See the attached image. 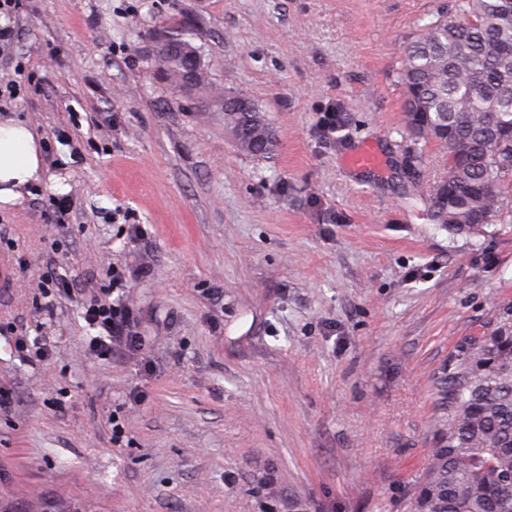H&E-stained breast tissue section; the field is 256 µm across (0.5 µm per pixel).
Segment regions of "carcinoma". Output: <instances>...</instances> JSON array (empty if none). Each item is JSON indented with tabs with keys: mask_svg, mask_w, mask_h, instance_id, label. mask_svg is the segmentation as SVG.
I'll return each mask as SVG.
<instances>
[{
	"mask_svg": "<svg viewBox=\"0 0 512 512\" xmlns=\"http://www.w3.org/2000/svg\"><path fill=\"white\" fill-rule=\"evenodd\" d=\"M177 90L182 61L160 64ZM403 128L448 168L425 198L430 220L479 232L512 207V0H457L455 14L417 28L403 52ZM224 128L265 157L270 124L254 103L224 96ZM432 462L405 512H512V314L464 340L440 378Z\"/></svg>",
	"mask_w": 512,
	"mask_h": 512,
	"instance_id": "1",
	"label": "carcinoma"
}]
</instances>
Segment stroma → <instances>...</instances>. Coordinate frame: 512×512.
Wrapping results in <instances>:
<instances>
[{
  "label": "stroma",
  "mask_w": 512,
  "mask_h": 512,
  "mask_svg": "<svg viewBox=\"0 0 512 512\" xmlns=\"http://www.w3.org/2000/svg\"><path fill=\"white\" fill-rule=\"evenodd\" d=\"M454 10L22 0L0 74L31 81L0 118L34 129L68 189L0 210V512H404L431 459L435 377L512 307V213L452 234L405 195L445 167L403 131V51ZM185 16L210 82L272 124L268 157L160 76L153 36ZM366 145L380 170L347 164ZM51 266L70 296L47 293ZM121 268L146 343L100 359L84 307Z\"/></svg>",
  "instance_id": "1"
}]
</instances>
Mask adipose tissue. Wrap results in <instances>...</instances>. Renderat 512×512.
Masks as SVG:
<instances>
[{"instance_id":"adipose-tissue-1","label":"adipose tissue","mask_w":512,"mask_h":512,"mask_svg":"<svg viewBox=\"0 0 512 512\" xmlns=\"http://www.w3.org/2000/svg\"><path fill=\"white\" fill-rule=\"evenodd\" d=\"M46 174L37 135L21 122L0 120V209L21 205Z\"/></svg>"}]
</instances>
